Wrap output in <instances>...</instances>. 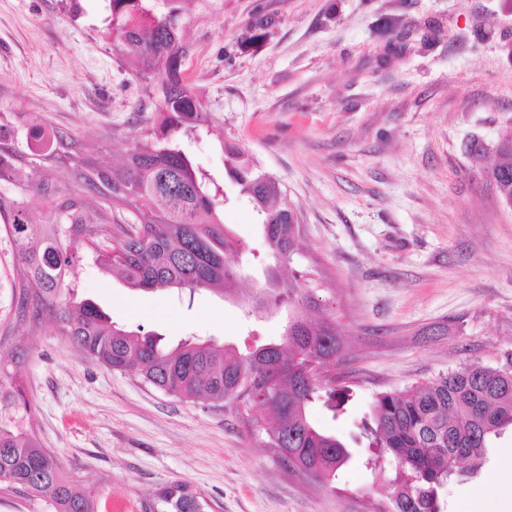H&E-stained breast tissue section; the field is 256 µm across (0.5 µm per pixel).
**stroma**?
Returning a JSON list of instances; mask_svg holds the SVG:
<instances>
[{"mask_svg": "<svg viewBox=\"0 0 512 512\" xmlns=\"http://www.w3.org/2000/svg\"><path fill=\"white\" fill-rule=\"evenodd\" d=\"M102 0H0V112H32L92 158L116 161L158 88L117 55ZM181 74L215 128L187 145L215 180L242 146L301 214L292 267L338 320L351 396L316 424L352 441L377 393L512 351V207L482 176L512 124V0H182ZM258 16L266 29L251 28ZM221 217L254 296L272 260L247 197ZM15 248L0 230V336L20 349L23 424L96 512H154L184 484L208 512H379L387 474L361 461L332 482L287 470L233 404L180 401L109 370L47 326L14 328ZM74 283L115 325L169 345L280 342L288 311L257 319L201 289L142 292L90 255ZM512 433L482 459L484 512L508 502Z\"/></svg>", "mask_w": 512, "mask_h": 512, "instance_id": "stroma-1", "label": "stroma"}]
</instances>
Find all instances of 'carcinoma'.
<instances>
[{
    "label": "carcinoma",
    "instance_id": "obj_1",
    "mask_svg": "<svg viewBox=\"0 0 512 512\" xmlns=\"http://www.w3.org/2000/svg\"><path fill=\"white\" fill-rule=\"evenodd\" d=\"M178 0L157 15L144 0H110V34L117 52L131 55L137 74L161 83L162 98L151 126L132 136L118 164L98 165L76 141L43 119L0 113V226L15 247L18 279L14 328L47 320L54 331L105 367L133 373L144 383L187 403L222 407L234 398L252 433L266 436L290 470L328 481L352 453L338 436L319 429L310 407L321 401L344 411L349 394L310 380L308 366L341 360L344 340L336 318L312 316L314 301L295 273L270 274L274 292L259 309L292 308L284 342L245 353L232 346L186 340L167 348L155 333L126 330L68 281L81 252L95 255L103 271L132 289H208L231 295L241 276L233 241L219 215L228 201L221 187L177 143L210 130V119L181 77L184 46ZM224 169L239 194L253 204L266 246L276 262L290 263L300 221L287 205L278 179L261 173L238 145L224 144ZM68 164L74 181L46 177L53 164ZM484 179L502 200L512 201V126L495 145ZM40 199L45 221L32 223L28 195ZM20 356L0 346V410L26 409L22 388L4 363ZM512 430V352L496 368L465 364L401 391L376 395L361 420L372 469L394 464L388 495L392 512H443L448 481L477 473L473 467L494 439ZM0 484L46 499L55 512H95L94 502L67 476L34 434L0 418ZM160 512H206L208 504L183 485L163 488Z\"/></svg>",
    "mask_w": 512,
    "mask_h": 512
}]
</instances>
